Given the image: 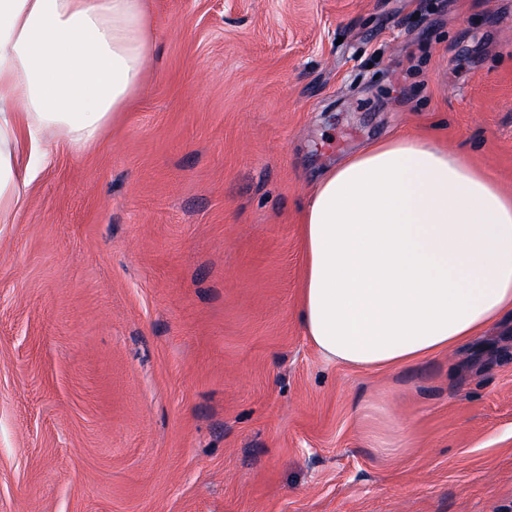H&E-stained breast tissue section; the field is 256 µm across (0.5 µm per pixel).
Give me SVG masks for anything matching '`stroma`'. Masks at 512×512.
Wrapping results in <instances>:
<instances>
[{
    "instance_id": "35a3bbf8",
    "label": "stroma",
    "mask_w": 512,
    "mask_h": 512,
    "mask_svg": "<svg viewBox=\"0 0 512 512\" xmlns=\"http://www.w3.org/2000/svg\"><path fill=\"white\" fill-rule=\"evenodd\" d=\"M148 7L133 104L0 224V512H512V323L363 370L297 317L300 209L361 146L512 192V0Z\"/></svg>"
}]
</instances>
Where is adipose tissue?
<instances>
[{
  "instance_id": "obj_1",
  "label": "adipose tissue",
  "mask_w": 512,
  "mask_h": 512,
  "mask_svg": "<svg viewBox=\"0 0 512 512\" xmlns=\"http://www.w3.org/2000/svg\"><path fill=\"white\" fill-rule=\"evenodd\" d=\"M154 50L146 0H0V224L58 143L84 151L121 118ZM300 224L299 319L327 361L398 367L512 317V193L429 139L328 168Z\"/></svg>"
}]
</instances>
